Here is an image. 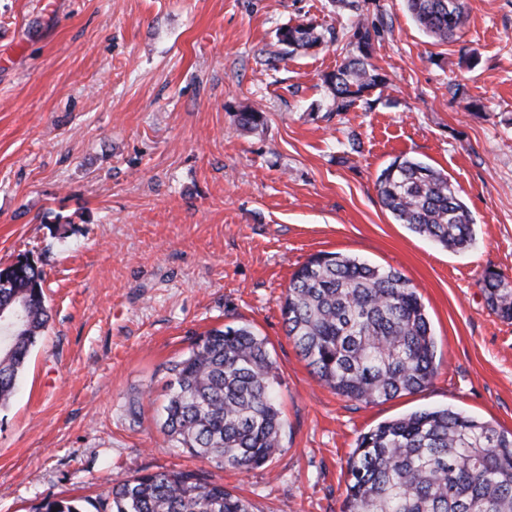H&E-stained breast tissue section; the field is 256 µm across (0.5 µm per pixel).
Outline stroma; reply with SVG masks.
<instances>
[{
	"mask_svg": "<svg viewBox=\"0 0 512 512\" xmlns=\"http://www.w3.org/2000/svg\"><path fill=\"white\" fill-rule=\"evenodd\" d=\"M464 4L463 32L439 43L405 0H364L386 83L335 112L323 77L350 20L334 0H0V267L34 260L50 313L0 411V512L50 494L106 512L115 480L205 468L156 410L169 362L238 322L269 342L285 422L272 461L216 473L254 512H342L359 436L413 410L512 432V323L480 285L512 281V0ZM299 23L322 41L287 53L278 31ZM398 157L447 174L469 247L382 206L376 180ZM322 252L417 288L437 341L426 389L365 404L317 382L282 306Z\"/></svg>",
	"mask_w": 512,
	"mask_h": 512,
	"instance_id": "stroma-1",
	"label": "stroma"
}]
</instances>
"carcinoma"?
Masks as SVG:
<instances>
[{
    "label": "carcinoma",
    "instance_id": "obj_1",
    "mask_svg": "<svg viewBox=\"0 0 512 512\" xmlns=\"http://www.w3.org/2000/svg\"><path fill=\"white\" fill-rule=\"evenodd\" d=\"M354 18L349 55L323 82L332 111L368 102L385 84L367 62L374 26L360 19V0H336ZM413 19L446 42L465 27L463 0H407ZM311 24L283 27L291 50L312 48ZM377 191L395 221L444 248L473 240L474 220L448 176L421 161L397 158L382 170ZM0 309L22 307L19 323H0V410L13 402L32 349L49 322L44 276L31 262L0 269ZM489 309L512 321V283L489 271L482 279ZM286 335L319 383L366 404L426 388L435 374L436 338L417 289L399 271L328 253L292 277L283 309ZM167 394L157 409L160 430L175 447L216 469L251 470L282 448L277 402L279 366L268 341L243 323L209 330L187 356L167 367ZM111 512H252L213 474L156 470L113 484ZM32 512H84L77 499L47 496ZM343 512H512V433L448 408L420 409L362 434L347 463Z\"/></svg>",
    "mask_w": 512,
    "mask_h": 512
}]
</instances>
